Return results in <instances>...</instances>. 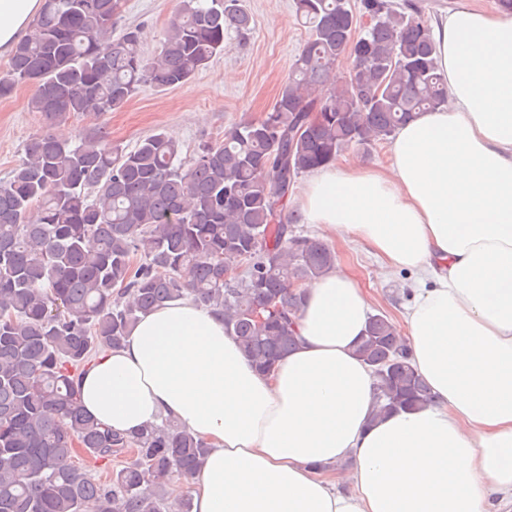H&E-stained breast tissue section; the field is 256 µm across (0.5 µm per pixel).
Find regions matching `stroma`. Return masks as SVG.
Here are the masks:
<instances>
[{"mask_svg":"<svg viewBox=\"0 0 512 512\" xmlns=\"http://www.w3.org/2000/svg\"><path fill=\"white\" fill-rule=\"evenodd\" d=\"M254 20L246 37L230 35L224 51L189 84L157 91L143 86L121 109L101 116L73 117L58 125L57 133L70 136L95 125L105 126L114 144L132 148L144 137L166 132L181 148L183 161L219 140L234 125L255 121L273 106L282 82L309 36L296 19L294 0H240ZM177 0H120L118 28L140 27L145 55L159 52L167 22ZM233 80H225V71ZM32 84L17 87L11 98L0 100V181L7 180L32 138L49 131V124L28 101ZM337 260L353 268L372 300V310L395 323L414 300L413 274L385 271L360 245L335 243Z\"/></svg>","mask_w":512,"mask_h":512,"instance_id":"1","label":"stroma"}]
</instances>
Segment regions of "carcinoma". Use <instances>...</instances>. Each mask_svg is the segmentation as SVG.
I'll return each mask as SVG.
<instances>
[{"mask_svg":"<svg viewBox=\"0 0 512 512\" xmlns=\"http://www.w3.org/2000/svg\"><path fill=\"white\" fill-rule=\"evenodd\" d=\"M309 28L294 72L257 121L236 125L186 164L157 131L126 150L101 126L70 140L44 133L0 183V512H167V486L202 465L208 443L168 420L125 436L87 415L77 379L101 349L121 346L139 315L186 295L224 316L259 370L297 344L304 294L336 252L288 236L280 206L303 173L350 148L392 137L444 101L429 22L415 3L296 0ZM118 0H43L32 31L0 71V99L21 83L55 124L121 108L140 89L180 87L244 35L235 0H179L160 51L140 29L116 32ZM352 67L329 80L342 57ZM241 261L236 279L224 270ZM356 353L375 375V415L432 401L406 340L385 314L368 317ZM109 481L75 463L78 450Z\"/></svg>","mask_w":512,"mask_h":512,"instance_id":"cac0c4a2","label":"carcinoma"}]
</instances>
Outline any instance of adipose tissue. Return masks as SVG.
I'll use <instances>...</instances> for the list:
<instances>
[{"label": "adipose tissue", "instance_id": "obj_1", "mask_svg": "<svg viewBox=\"0 0 512 512\" xmlns=\"http://www.w3.org/2000/svg\"><path fill=\"white\" fill-rule=\"evenodd\" d=\"M42 0H0V56ZM447 99L397 129L390 163L312 170L297 218L420 279L404 315L434 395L374 414L354 350L370 300L336 263L308 287L301 340L258 372L191 299L142 314L78 380L117 432L171 418L210 445L192 512H494L512 503V15L458 5L430 23ZM348 459L349 473L317 465Z\"/></svg>", "mask_w": 512, "mask_h": 512}]
</instances>
